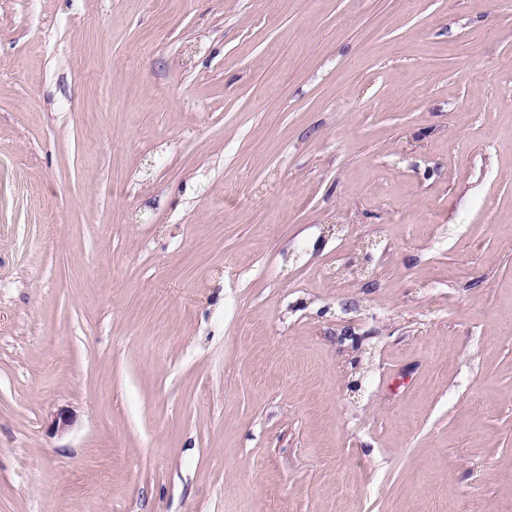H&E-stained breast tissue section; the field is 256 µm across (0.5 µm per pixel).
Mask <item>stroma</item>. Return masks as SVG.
<instances>
[{"label":"stroma","instance_id":"1","mask_svg":"<svg viewBox=\"0 0 512 512\" xmlns=\"http://www.w3.org/2000/svg\"><path fill=\"white\" fill-rule=\"evenodd\" d=\"M0 512H512V0H0Z\"/></svg>","mask_w":512,"mask_h":512}]
</instances>
